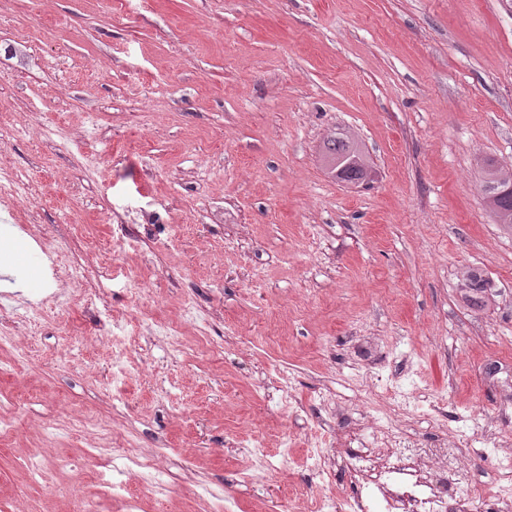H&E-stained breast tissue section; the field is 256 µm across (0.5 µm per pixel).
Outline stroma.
<instances>
[{
	"instance_id": "obj_1",
	"label": "stroma",
	"mask_w": 512,
	"mask_h": 512,
	"mask_svg": "<svg viewBox=\"0 0 512 512\" xmlns=\"http://www.w3.org/2000/svg\"><path fill=\"white\" fill-rule=\"evenodd\" d=\"M336 132L366 181L326 169ZM484 158L512 161V0H0V169L30 192L0 201L23 256L0 319L43 317L27 361L0 351V512H119L123 482L140 512H320L352 485L341 462L313 477L306 441L411 381L422 398L384 427L465 455L430 475L478 499L506 454L478 426L512 440V227ZM53 255L95 278L50 280ZM467 267L483 310L460 298ZM118 434L155 465L101 466ZM481 191L484 194L486 205L493 215L496 223L512 224V190L504 193L511 186L512 168L505 169L492 161H483ZM489 282L479 269L468 268L460 276L459 292L468 305L482 310L487 305Z\"/></svg>"
}]
</instances>
